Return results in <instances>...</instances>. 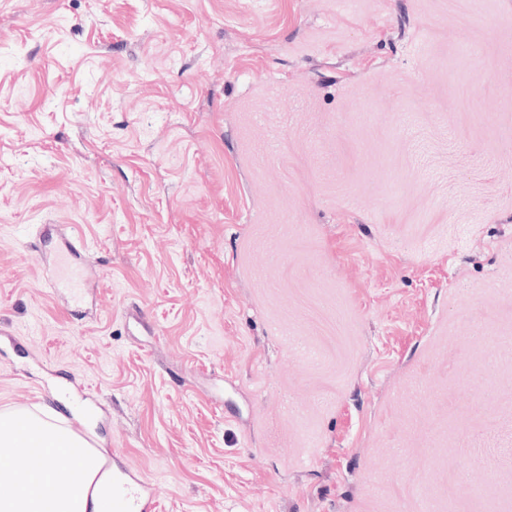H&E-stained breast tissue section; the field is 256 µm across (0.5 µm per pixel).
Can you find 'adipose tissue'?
<instances>
[{"label":"adipose tissue","mask_w":512,"mask_h":512,"mask_svg":"<svg viewBox=\"0 0 512 512\" xmlns=\"http://www.w3.org/2000/svg\"><path fill=\"white\" fill-rule=\"evenodd\" d=\"M29 413H0V512H102V496L90 485L99 471V456L89 452L74 458L69 433L53 424L27 427ZM40 448L39 469L29 465V451ZM74 460L84 475L80 481L61 480L56 463Z\"/></svg>","instance_id":"ef3b65f1"}]
</instances>
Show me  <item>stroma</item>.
Here are the masks:
<instances>
[{"label": "stroma", "instance_id": "obj_1", "mask_svg": "<svg viewBox=\"0 0 512 512\" xmlns=\"http://www.w3.org/2000/svg\"><path fill=\"white\" fill-rule=\"evenodd\" d=\"M15 409L153 512H512V0H0ZM58 279L51 278L47 281L48 288H73L84 289L85 275L80 268L85 266L86 247L82 238H66L57 250ZM112 466V494L107 507L110 512H147L153 508V493L148 482L140 475L124 470L113 454L102 460L100 473Z\"/></svg>", "mask_w": 512, "mask_h": 512}]
</instances>
